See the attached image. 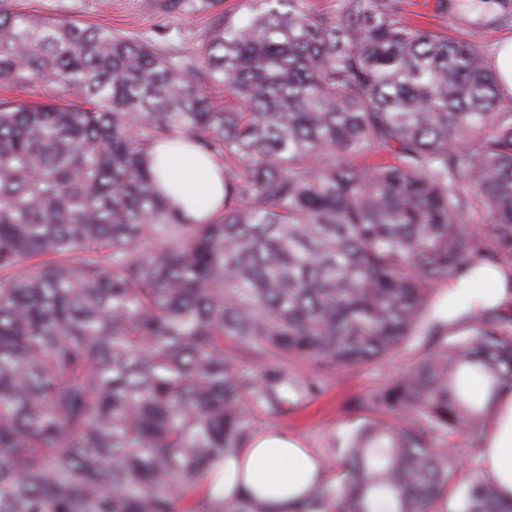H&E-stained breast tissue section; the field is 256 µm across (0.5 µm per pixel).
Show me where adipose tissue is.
Listing matches in <instances>:
<instances>
[{
  "mask_svg": "<svg viewBox=\"0 0 512 512\" xmlns=\"http://www.w3.org/2000/svg\"><path fill=\"white\" fill-rule=\"evenodd\" d=\"M157 159L161 186L188 221H207L219 210L224 181L200 147L163 144ZM445 288L447 294L466 296L478 307L502 304L512 300V269H481L471 279L448 282ZM478 448L485 479L503 505H512V388H503L497 396ZM216 470L210 488L225 505L251 493L264 500L268 512H296L324 476L319 458L299 438L275 430L255 435L248 448L225 458Z\"/></svg>",
  "mask_w": 512,
  "mask_h": 512,
  "instance_id": "1",
  "label": "adipose tissue"
}]
</instances>
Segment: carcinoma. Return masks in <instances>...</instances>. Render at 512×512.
Listing matches in <instances>:
<instances>
[{
	"label": "carcinoma",
	"mask_w": 512,
	"mask_h": 512,
	"mask_svg": "<svg viewBox=\"0 0 512 512\" xmlns=\"http://www.w3.org/2000/svg\"><path fill=\"white\" fill-rule=\"evenodd\" d=\"M245 3L192 56L0 7V79L89 104L0 102V512H268L206 489L251 410L412 346L296 512H439L459 491L446 512H512L452 441L512 386V302L436 313L439 284L512 267V108L488 57L392 0ZM437 8L512 20V0ZM174 141L221 169L203 224L161 192Z\"/></svg>",
	"instance_id": "obj_1"
}]
</instances>
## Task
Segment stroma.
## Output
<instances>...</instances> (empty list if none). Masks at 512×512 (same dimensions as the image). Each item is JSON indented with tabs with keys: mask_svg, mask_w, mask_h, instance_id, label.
Wrapping results in <instances>:
<instances>
[{
	"mask_svg": "<svg viewBox=\"0 0 512 512\" xmlns=\"http://www.w3.org/2000/svg\"><path fill=\"white\" fill-rule=\"evenodd\" d=\"M435 0H396L402 19L418 22L431 31L441 32L492 52L502 39L512 37V22L487 31L460 20L451 13L434 8ZM12 8L46 17L66 18L81 25H92L169 44L185 53H193L208 38L213 15L209 12L168 14L163 0H11ZM65 84L46 81L20 86L0 79V101L11 103H65L73 100ZM417 353L405 349L377 362L333 372L321 377V392L314 398L291 401L283 412L272 415L253 410L256 430L275 428L303 439L328 468H335L336 457L330 451L335 438L347 435L367 418V411L348 410L352 399L366 395L375 387L398 375L414 361Z\"/></svg>",
	"mask_w": 512,
	"mask_h": 512,
	"instance_id": "stroma-1",
	"label": "stroma"
}]
</instances>
